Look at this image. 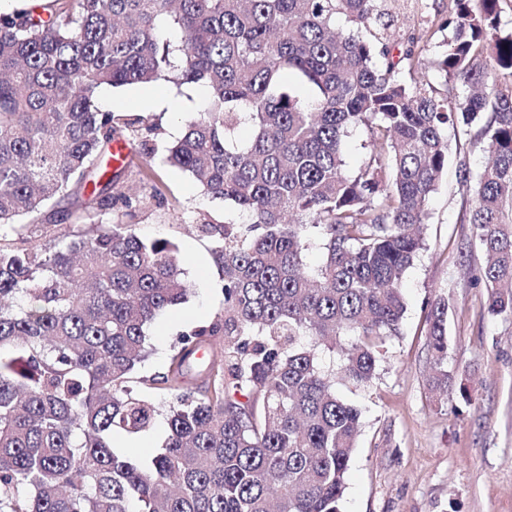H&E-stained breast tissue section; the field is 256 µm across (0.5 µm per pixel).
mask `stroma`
I'll list each match as a JSON object with an SVG mask.
<instances>
[{"mask_svg": "<svg viewBox=\"0 0 512 512\" xmlns=\"http://www.w3.org/2000/svg\"><path fill=\"white\" fill-rule=\"evenodd\" d=\"M447 10L448 0H394V29L420 37L427 57H435L445 38L437 20ZM206 96L204 87L180 90L165 81L100 93L103 110L138 113L156 125L147 144L154 156L130 141L132 160L118 187L143 191L144 198L122 221L143 240L176 244L191 285L186 302L148 327L151 352L135 373L142 394L145 378L165 370L183 336L223 308L224 273L196 224L239 215L164 161ZM462 196L454 169H447L429 201L425 248L404 278L401 335L387 340L369 387L336 385L342 400L363 411L341 512H512V316L488 314L485 290L471 283L477 258L465 253L470 227L458 220ZM440 296L449 302L448 369L455 376L444 397L430 388L425 336L424 304Z\"/></svg>", "mask_w": 512, "mask_h": 512, "instance_id": "35a3bbf8", "label": "stroma"}]
</instances>
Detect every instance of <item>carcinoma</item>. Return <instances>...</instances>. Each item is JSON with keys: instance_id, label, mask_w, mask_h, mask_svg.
I'll use <instances>...</instances> for the list:
<instances>
[{"instance_id": "cac0c4a2", "label": "carcinoma", "mask_w": 512, "mask_h": 512, "mask_svg": "<svg viewBox=\"0 0 512 512\" xmlns=\"http://www.w3.org/2000/svg\"><path fill=\"white\" fill-rule=\"evenodd\" d=\"M44 10L0 15V512H339L361 409L336 380L371 383L401 332L402 283L424 246L450 127L481 122L489 161L474 171L456 155L459 219L481 256L472 279L487 311L512 314V34L501 35L498 0H449L438 28L452 35L431 61L416 37L399 48L388 0ZM163 24L179 39L161 38ZM426 65L459 93L399 79ZM159 80L208 91L167 162L249 221L201 225L224 272L223 312L150 379L167 399L168 437L140 462L112 439L152 427L157 408L130 383L149 324L189 288L175 244L110 218L139 197L113 192L119 174L101 150L154 127L102 110L99 93ZM356 126L370 153L350 173ZM65 198L66 218L95 233L44 252L9 242ZM314 236L323 259L310 269ZM426 308L431 387L446 391L448 300ZM319 349L339 353L338 366L323 367Z\"/></svg>"}]
</instances>
